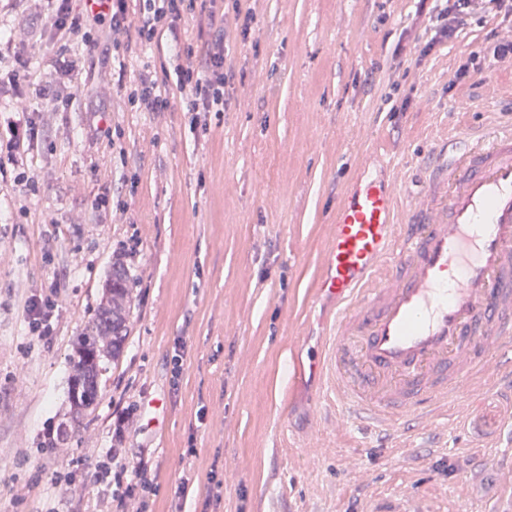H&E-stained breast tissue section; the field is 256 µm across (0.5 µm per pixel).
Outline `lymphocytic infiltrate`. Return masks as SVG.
Segmentation results:
<instances>
[{"label":"lymphocytic infiltrate","instance_id":"1","mask_svg":"<svg viewBox=\"0 0 512 512\" xmlns=\"http://www.w3.org/2000/svg\"><path fill=\"white\" fill-rule=\"evenodd\" d=\"M208 0H99L97 7H85L76 13L69 0H34L52 32L47 48L62 56L75 46H95L107 41L112 45L113 59L125 50L124 36L136 30L139 41L148 45L160 34H168L173 42H181L179 22L185 13L199 12L211 31L200 45L182 44L184 60L175 70V85L184 94L182 109L186 112H220L224 109L225 69L224 16L208 7ZM436 20L433 42L457 36L472 24L474 0H418ZM482 24L487 25V39L495 43L492 60L512 59V41H499L500 28L512 27V0H487ZM129 105L142 112L171 111L172 100L151 71H144L134 85L124 90ZM38 132L27 109H18L0 136V177L15 169V182L28 185L21 174ZM117 468L130 474V481L120 493L133 512H149V500L155 489L154 475L148 460L128 463L117 461Z\"/></svg>","mask_w":512,"mask_h":512}]
</instances>
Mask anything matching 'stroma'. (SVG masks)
<instances>
[{"mask_svg": "<svg viewBox=\"0 0 512 512\" xmlns=\"http://www.w3.org/2000/svg\"><path fill=\"white\" fill-rule=\"evenodd\" d=\"M220 7L232 69L223 111L138 112L120 87L144 67L181 95L169 81L181 50L167 36L132 43L119 81L102 47L72 48L60 70L40 49L41 14L0 0V29L18 37L12 53L64 98L27 88L39 130L25 165L33 187L0 179V512H121L114 478L93 476L116 451L149 458L152 512H202L208 475L226 465L237 477L216 512H363L374 493L440 501L469 477L471 502L447 501L448 512H490V465L512 462L491 456L512 441L511 404L483 395L464 429L441 425L407 450L360 426L335 430L334 410L317 402L321 379L302 367L340 309L311 285L349 179L386 175L381 148L397 162L387 175L405 206L448 140L507 121L512 64L487 69L492 45L475 25L426 48L414 0H255L246 38L235 0ZM422 49L424 65L410 66ZM118 262L132 297L127 339L76 423L72 360ZM35 298L54 303L42 339L28 329ZM359 469L366 485L353 479Z\"/></svg>", "mask_w": 512, "mask_h": 512, "instance_id": "obj_1", "label": "stroma"}]
</instances>
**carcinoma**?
<instances>
[{
    "label": "carcinoma",
    "mask_w": 512,
    "mask_h": 512,
    "mask_svg": "<svg viewBox=\"0 0 512 512\" xmlns=\"http://www.w3.org/2000/svg\"><path fill=\"white\" fill-rule=\"evenodd\" d=\"M128 273L121 265L112 266V278L106 286L104 303L96 320L86 327L77 350L74 364L73 388L81 392L73 394L74 412L94 405L98 398L97 378L101 364L106 360L117 361L126 339V322L131 307L127 288Z\"/></svg>",
    "instance_id": "cac0c4a2"
}]
</instances>
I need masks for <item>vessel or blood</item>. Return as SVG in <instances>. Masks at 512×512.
<instances>
[{"label": "vessel or blood", "instance_id": "b4317fda", "mask_svg": "<svg viewBox=\"0 0 512 512\" xmlns=\"http://www.w3.org/2000/svg\"><path fill=\"white\" fill-rule=\"evenodd\" d=\"M399 208L392 181L353 177L336 207L317 291L340 305L309 361L337 426L434 427L493 386L512 395V122L473 127ZM365 512H436L424 495H375Z\"/></svg>", "mask_w": 512, "mask_h": 512}]
</instances>
